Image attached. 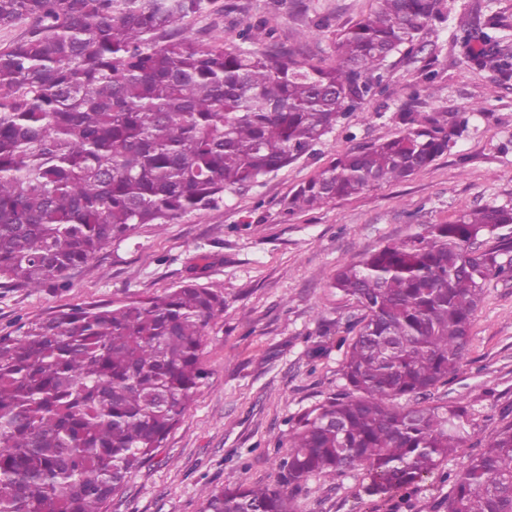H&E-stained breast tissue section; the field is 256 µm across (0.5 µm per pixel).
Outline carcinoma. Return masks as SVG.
<instances>
[{"label":"carcinoma","mask_w":512,"mask_h":512,"mask_svg":"<svg viewBox=\"0 0 512 512\" xmlns=\"http://www.w3.org/2000/svg\"><path fill=\"white\" fill-rule=\"evenodd\" d=\"M214 0H0V287L63 285L140 224L217 208L306 155L371 95L370 76L444 20L440 0H376L336 36L338 64L292 50L204 47L187 21ZM468 61L512 78L501 37ZM403 130L339 155L288 212L400 181L448 152L468 117L407 109ZM512 224L484 206L343 266L331 286L364 315L346 389L302 414L274 486L207 493L202 512H292L310 476L363 471L390 500L462 451L471 412L418 402L464 362L490 280L512 274L481 239ZM221 291L186 281L118 307L64 308L0 335V512H108L207 383ZM406 404H400V400ZM446 512H512V423L455 475Z\"/></svg>","instance_id":"carcinoma-1"}]
</instances>
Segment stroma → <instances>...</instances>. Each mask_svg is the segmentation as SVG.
I'll return each instance as SVG.
<instances>
[{
	"label": "stroma",
	"mask_w": 512,
	"mask_h": 512,
	"mask_svg": "<svg viewBox=\"0 0 512 512\" xmlns=\"http://www.w3.org/2000/svg\"><path fill=\"white\" fill-rule=\"evenodd\" d=\"M230 12L192 21L202 45L233 48L244 30L264 27L272 43L314 63L337 62L336 34L375 0H234ZM451 12L425 30L412 52L390 56L375 94L297 162L220 207L173 224L139 225L74 269L65 285L0 288V331L91 302L115 306L159 295L184 278L221 288L224 312L207 328L208 374L163 447L134 473L109 512H200L206 492L275 483L300 415L343 390L341 375L360 317L330 282L344 264L425 233L465 210L512 207V80L472 67L456 43L459 21L505 17L501 50L512 55V0H444ZM463 113L469 121L448 152L402 182L295 214L293 189L350 148L396 136L397 112ZM469 403L467 453L512 422V279L487 283L465 362L437 386L430 404ZM460 460L448 458L408 498H359L361 472L310 476L296 512H444Z\"/></svg>",
	"instance_id": "1"
}]
</instances>
